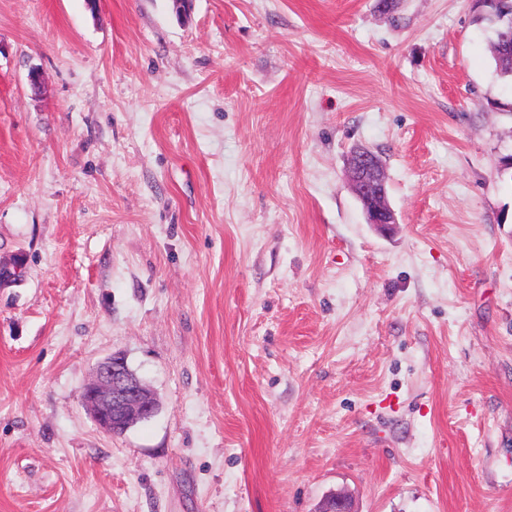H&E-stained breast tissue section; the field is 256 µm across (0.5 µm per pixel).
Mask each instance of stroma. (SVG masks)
Masks as SVG:
<instances>
[{
  "label": "stroma",
  "instance_id": "obj_1",
  "mask_svg": "<svg viewBox=\"0 0 512 512\" xmlns=\"http://www.w3.org/2000/svg\"><path fill=\"white\" fill-rule=\"evenodd\" d=\"M493 36L473 0H0V512H512ZM113 353L159 407L110 435ZM347 174L367 223L383 230L396 224L395 212L388 199L382 161L369 150L354 149L348 158Z\"/></svg>",
  "mask_w": 512,
  "mask_h": 512
}]
</instances>
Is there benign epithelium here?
Wrapping results in <instances>:
<instances>
[{
	"instance_id": "obj_1",
	"label": "benign epithelium",
	"mask_w": 512,
	"mask_h": 512,
	"mask_svg": "<svg viewBox=\"0 0 512 512\" xmlns=\"http://www.w3.org/2000/svg\"><path fill=\"white\" fill-rule=\"evenodd\" d=\"M350 187L361 203L367 223L389 229L397 223L389 199L382 161L369 150L355 149L347 163ZM81 402L101 430L108 434L128 429L153 416L155 398L148 388L126 370V361L113 354L97 365L94 380L83 388ZM314 512H356L349 497L336 492L324 498Z\"/></svg>"
}]
</instances>
